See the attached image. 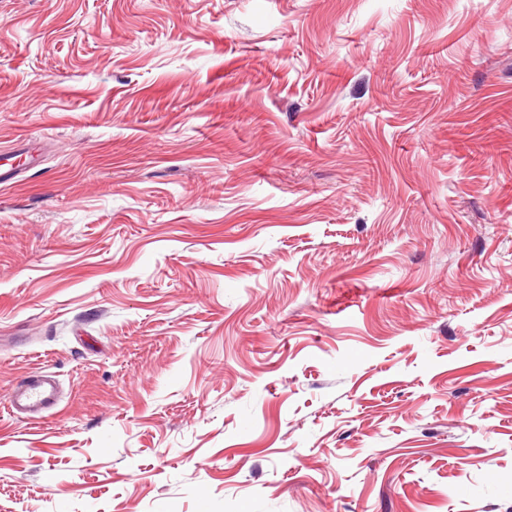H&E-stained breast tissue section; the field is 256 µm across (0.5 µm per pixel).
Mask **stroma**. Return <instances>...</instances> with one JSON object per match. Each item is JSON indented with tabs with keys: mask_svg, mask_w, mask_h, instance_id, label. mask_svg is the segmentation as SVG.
I'll use <instances>...</instances> for the list:
<instances>
[{
	"mask_svg": "<svg viewBox=\"0 0 512 512\" xmlns=\"http://www.w3.org/2000/svg\"><path fill=\"white\" fill-rule=\"evenodd\" d=\"M0 165V512H512V0H0ZM58 387L55 380L42 373H32L27 380L13 387L7 395L11 411H25L35 416L32 421L44 418V413L55 407Z\"/></svg>",
	"mask_w": 512,
	"mask_h": 512,
	"instance_id": "35a3bbf8",
	"label": "stroma"
}]
</instances>
